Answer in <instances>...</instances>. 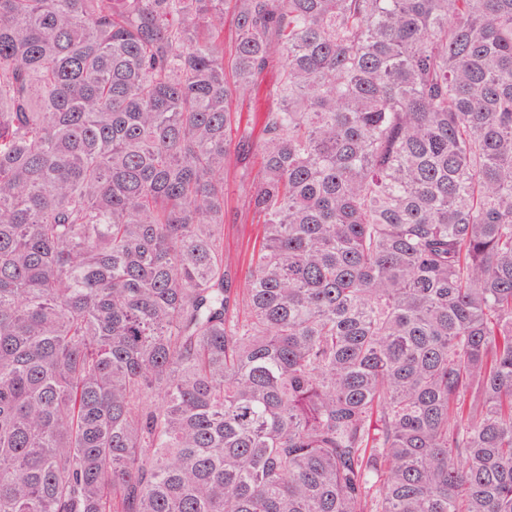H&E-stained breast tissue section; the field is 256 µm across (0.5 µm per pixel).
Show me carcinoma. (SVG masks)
<instances>
[{
    "instance_id": "cac0c4a2",
    "label": "carcinoma",
    "mask_w": 512,
    "mask_h": 512,
    "mask_svg": "<svg viewBox=\"0 0 512 512\" xmlns=\"http://www.w3.org/2000/svg\"><path fill=\"white\" fill-rule=\"evenodd\" d=\"M0 512H512V0H0ZM277 79V70L269 71L260 85L259 93L252 98V100L243 107L244 121L248 122L253 129L255 136L259 135L260 126L258 123L259 112H263L267 108L275 105L276 99L270 95V90L275 85ZM254 161L253 155L244 159L232 151L225 182L224 261L237 268L242 276L247 270V247L256 234L257 226L252 222V216L246 214L237 202V174L245 167H257Z\"/></svg>"
}]
</instances>
